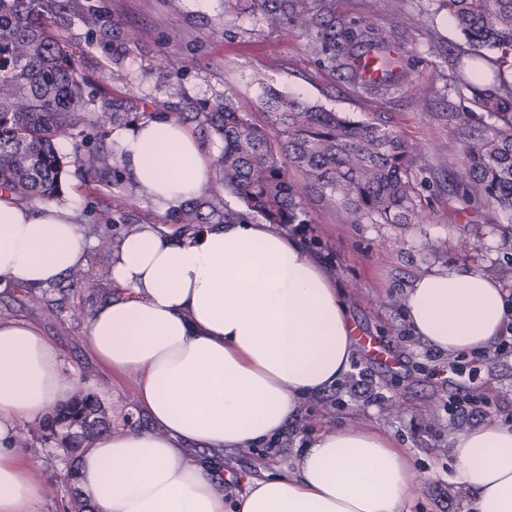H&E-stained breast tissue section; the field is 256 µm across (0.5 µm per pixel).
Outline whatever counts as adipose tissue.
<instances>
[{
    "instance_id": "ef3b65f1",
    "label": "adipose tissue",
    "mask_w": 512,
    "mask_h": 512,
    "mask_svg": "<svg viewBox=\"0 0 512 512\" xmlns=\"http://www.w3.org/2000/svg\"><path fill=\"white\" fill-rule=\"evenodd\" d=\"M130 181L159 208L210 183L185 126L144 120L114 131ZM88 241L71 207L0 197V289L46 288L79 268ZM112 298L88 315L103 366L133 377L145 427L90 440L77 484L94 512H403L419 475L364 422L320 432L294 471L225 486L197 450H245L278 437L305 399L343 378L354 327L331 274L272 224H215L177 237L128 233L110 268ZM415 336L442 356L492 352L512 293L483 272L431 273L406 292ZM56 348L32 325L0 320V512H36L41 484L15 445L70 398ZM464 512H512V424L489 419L453 438Z\"/></svg>"
}]
</instances>
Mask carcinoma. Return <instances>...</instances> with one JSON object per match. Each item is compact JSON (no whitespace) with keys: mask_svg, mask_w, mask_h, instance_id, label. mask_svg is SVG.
I'll use <instances>...</instances> for the list:
<instances>
[{"mask_svg":"<svg viewBox=\"0 0 512 512\" xmlns=\"http://www.w3.org/2000/svg\"><path fill=\"white\" fill-rule=\"evenodd\" d=\"M471 47L468 71H459L454 89L494 120L490 133L464 144V165L456 182L469 199L491 210L512 211V0H442ZM243 13H261L270 26L288 14V0H237ZM75 8L74 0H0V192L19 203L53 200L62 192L64 156L56 141L71 143L74 160L101 181L119 184L116 149L87 151L81 129L86 111L84 81L67 45L50 31V20ZM321 51L334 70L360 87L386 93L400 87L402 75L377 29L341 27L318 33ZM264 119L223 98L189 102L184 112H144L150 119L194 122L221 150L215 182L235 198L199 195L184 201L174 216L180 232L194 225L245 222L286 227L307 223L303 199L314 191L345 207L352 224H408L416 215L411 171L424 157L408 150L392 133L372 122L318 105L283 98L269 89ZM300 171L304 183L288 174L283 159ZM46 439L73 455L94 435L112 429L99 399L78 390L44 420Z\"/></svg>","mask_w":512,"mask_h":512,"instance_id":"carcinoma-1","label":"carcinoma"}]
</instances>
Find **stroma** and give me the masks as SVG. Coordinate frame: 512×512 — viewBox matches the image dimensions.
<instances>
[{"label": "stroma", "instance_id": "stroma-1", "mask_svg": "<svg viewBox=\"0 0 512 512\" xmlns=\"http://www.w3.org/2000/svg\"><path fill=\"white\" fill-rule=\"evenodd\" d=\"M105 23L88 30L79 17L56 28L70 45L76 68L91 99L82 127L93 147H111L95 123L114 105H145L150 112H180L187 102L228 98L259 111L265 88L373 121L406 146L422 148L426 165L412 171L417 215L408 224H352L342 205L315 195L305 200L310 232L302 243L330 267L343 291L353 323L385 345L395 360L386 367L363 350L352 354V368L323 394L304 403L286 426L282 446L251 451L205 450L231 483L262 473L295 469L298 450L326 428L365 421L375 424L405 450L420 480L408 512H461L462 498L448 483L455 460L448 440L494 417L512 422V359H478L477 393L484 403L463 418L449 416L443 401L449 391L447 360L430 358L403 315L405 292L420 276L452 269L483 271L512 289V212L486 223V205L465 201L455 183L463 161V142L489 131V119L473 113L459 128L455 113L467 100L448 89L455 63H468L470 47L439 0H291L289 18L279 27L260 16L239 13L235 0H79ZM318 13L357 27L371 25L387 35L404 74L401 88L385 95L365 92L344 72L332 70L312 46L310 32L292 17ZM136 31L127 41V31ZM130 183L110 188L85 167L68 163L63 201L92 240L81 267L80 283L63 276L48 288L13 287L0 291V319L36 325L58 349L64 375L94 392L113 423L140 419L132 378L101 367L85 340L86 315L107 301L112 254L131 224L170 230L168 212L151 200L128 210ZM125 212L128 221L96 226L98 210ZM368 380H360L359 371ZM42 485L38 512H71L66 473L69 458L53 445L25 450Z\"/></svg>", "mask_w": 512, "mask_h": 512}]
</instances>
